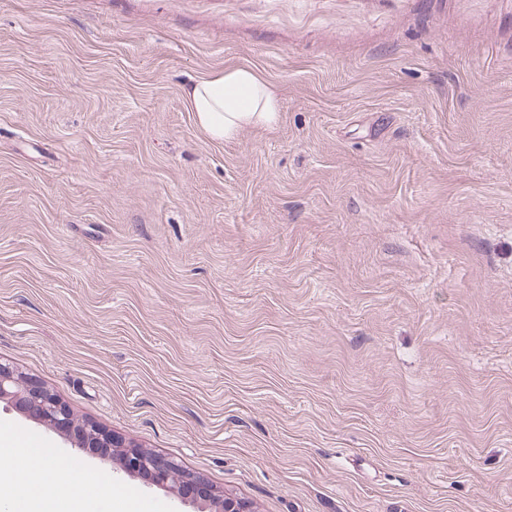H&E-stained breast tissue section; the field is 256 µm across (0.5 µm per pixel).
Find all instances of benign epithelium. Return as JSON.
Instances as JSON below:
<instances>
[{
    "mask_svg": "<svg viewBox=\"0 0 512 512\" xmlns=\"http://www.w3.org/2000/svg\"><path fill=\"white\" fill-rule=\"evenodd\" d=\"M22 409L36 421L68 435L74 444L85 448L122 449L121 470L132 476H139L152 484L163 485L176 498H186V493L198 487L201 499L198 512H209V507L220 506L223 512H250L249 504L232 498L218 499L205 485L195 481V476L186 473L172 460L156 453H147L137 446L123 442L112 432L78 418L73 411L42 383L36 380H22L14 370L0 364V403Z\"/></svg>",
    "mask_w": 512,
    "mask_h": 512,
    "instance_id": "7a95c632",
    "label": "benign epithelium"
}]
</instances>
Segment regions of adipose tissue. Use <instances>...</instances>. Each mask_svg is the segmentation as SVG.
I'll return each mask as SVG.
<instances>
[{
	"label": "adipose tissue",
	"instance_id": "ef3b65f1",
	"mask_svg": "<svg viewBox=\"0 0 512 512\" xmlns=\"http://www.w3.org/2000/svg\"><path fill=\"white\" fill-rule=\"evenodd\" d=\"M186 99L200 130L213 141L235 138L247 129L275 128L281 119V102L274 87L255 69L231 66L191 81ZM40 471L38 483L20 484L19 466ZM63 463L48 459L37 448L18 447L0 438V512H99V497L91 474L77 475L73 486H61ZM58 483L53 496L43 485Z\"/></svg>",
	"mask_w": 512,
	"mask_h": 512
}]
</instances>
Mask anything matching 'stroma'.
<instances>
[{
    "mask_svg": "<svg viewBox=\"0 0 512 512\" xmlns=\"http://www.w3.org/2000/svg\"><path fill=\"white\" fill-rule=\"evenodd\" d=\"M0 363L252 512H512V0H0ZM185 92L197 126L212 141L233 139L246 129L271 130L281 119L276 90L248 66L226 67L193 80Z\"/></svg>",
    "mask_w": 512,
    "mask_h": 512,
    "instance_id": "1",
    "label": "stroma"
}]
</instances>
